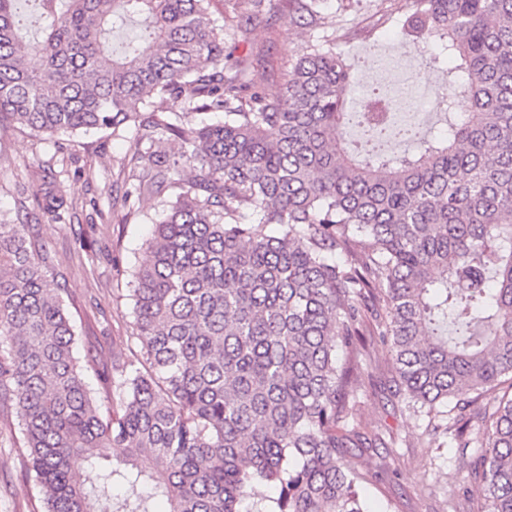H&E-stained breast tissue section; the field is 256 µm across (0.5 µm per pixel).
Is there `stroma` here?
Listing matches in <instances>:
<instances>
[{
	"mask_svg": "<svg viewBox=\"0 0 512 512\" xmlns=\"http://www.w3.org/2000/svg\"><path fill=\"white\" fill-rule=\"evenodd\" d=\"M275 16L246 35L224 31V47L247 67L254 83L282 84L290 56L313 32L290 23L273 0ZM325 29H336V48L355 64L347 100L363 107L370 87H393L410 75L419 128L444 124L442 98L454 60L428 61L426 46L404 34L401 13L377 14L374 0H359L356 11L341 13L337 0L324 9ZM136 129L87 134L33 136L26 130L0 133V219L16 222L32 210L42 185L33 171L53 166L64 181L73 208L65 221L40 216L42 236L55 252L63 274V299L76 332V353L96 349L104 364L113 356L133 358L141 345L132 315L131 272L146 262L145 240L163 214L158 197H145L125 207L122 196L132 182L130 158ZM364 374L354 387L349 419L380 447L351 450L352 463L363 473L360 493L370 512H485L486 506L465 484L469 463L482 448L481 437L470 447H454L449 435L432 432L426 416L414 414L396 394L389 347L381 336L368 337L363 351ZM28 450L15 408L0 405V512H43V495L23 474Z\"/></svg>",
	"mask_w": 512,
	"mask_h": 512,
	"instance_id": "1",
	"label": "stroma"
}]
</instances>
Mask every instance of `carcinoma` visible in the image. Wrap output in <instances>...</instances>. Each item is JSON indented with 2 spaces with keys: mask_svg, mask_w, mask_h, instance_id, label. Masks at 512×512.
<instances>
[{
  "mask_svg": "<svg viewBox=\"0 0 512 512\" xmlns=\"http://www.w3.org/2000/svg\"><path fill=\"white\" fill-rule=\"evenodd\" d=\"M41 28L19 54L21 5ZM210 0H0V133H87L137 125L132 190H177L133 272L140 356L102 372L112 413L74 354L75 329L39 224L0 222V401L30 448L23 471L45 512H368L349 449L363 374L340 347L378 334L399 393L457 412V446L485 437L469 483L487 512H512V0H411L408 30L434 63L458 62L448 131L419 138L388 103L359 112L344 142L353 65L336 32L306 42L285 83L255 85L224 53ZM239 28L267 12L247 0ZM319 29L326 0H283ZM183 104L186 121L157 115ZM224 113L209 124L196 116ZM420 140L400 156L390 140ZM49 188L34 209L73 208ZM128 493L119 498L113 487Z\"/></svg>",
  "mask_w": 512,
  "mask_h": 512,
  "instance_id": "carcinoma-1",
  "label": "carcinoma"
}]
</instances>
